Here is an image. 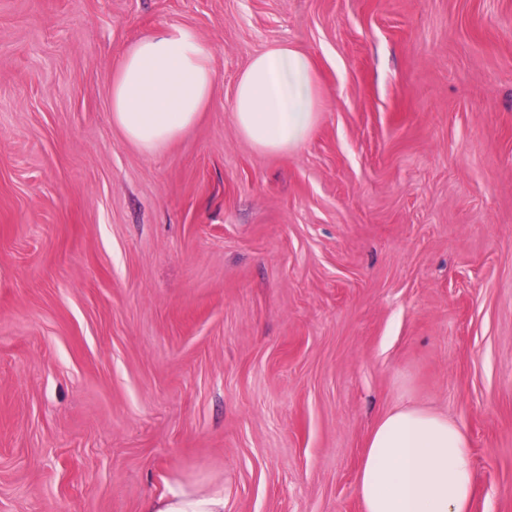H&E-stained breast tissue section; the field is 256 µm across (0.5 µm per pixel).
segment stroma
I'll return each instance as SVG.
<instances>
[{
  "instance_id": "1",
  "label": "stroma",
  "mask_w": 512,
  "mask_h": 512,
  "mask_svg": "<svg viewBox=\"0 0 512 512\" xmlns=\"http://www.w3.org/2000/svg\"><path fill=\"white\" fill-rule=\"evenodd\" d=\"M186 25L216 69L150 155L106 72ZM310 54L308 140L261 151L236 81ZM453 418L472 512H512V0H0V512H364L388 412ZM139 512H224V488L175 480L165 493L145 499Z\"/></svg>"
}]
</instances>
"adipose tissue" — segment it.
Listing matches in <instances>:
<instances>
[{
	"mask_svg": "<svg viewBox=\"0 0 512 512\" xmlns=\"http://www.w3.org/2000/svg\"><path fill=\"white\" fill-rule=\"evenodd\" d=\"M112 123L131 144L154 154L193 127L209 104L215 69L209 48L185 26L137 38L107 74ZM322 110L310 56L280 43L255 56L239 75L235 124L269 153L296 150ZM358 494L365 512H471L470 439L447 415L417 407L387 414L368 441ZM140 512H224V491L174 481L145 499Z\"/></svg>",
	"mask_w": 512,
	"mask_h": 512,
	"instance_id": "1",
	"label": "adipose tissue"
}]
</instances>
